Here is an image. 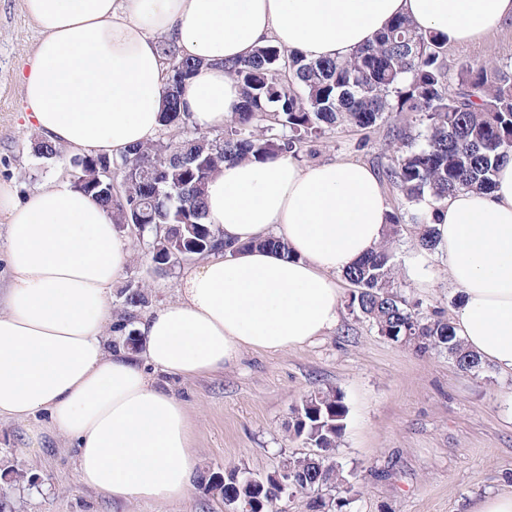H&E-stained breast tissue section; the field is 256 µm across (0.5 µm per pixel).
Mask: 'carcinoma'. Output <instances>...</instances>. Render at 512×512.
Masks as SVG:
<instances>
[{"mask_svg":"<svg viewBox=\"0 0 512 512\" xmlns=\"http://www.w3.org/2000/svg\"><path fill=\"white\" fill-rule=\"evenodd\" d=\"M446 45L437 33L405 18L394 19L344 60L309 59L298 50L262 45L248 58L224 64L239 85L240 97L222 136L212 138L192 127L181 97H166L161 130L177 132L178 139L138 145L112 160L123 180L120 198H110L98 186L92 166L78 171V190L97 200L119 229L133 221L129 209L136 208L139 223L145 225L146 249H157L170 260L185 253L200 260L250 246L286 253V244L274 236L239 244L224 240L205 223L211 176L226 162L299 157L338 123L370 133L389 113L409 112L415 124L392 129L399 150L386 176L411 211L420 247L427 249V224L439 204L459 190L491 191L498 161L512 152V68L465 64L450 85L441 63ZM163 54L167 80L176 77L173 66L185 67L182 85L206 66L169 46ZM35 151L38 158L51 161L60 147L39 137ZM402 221V213L391 212L383 244L343 273L352 285L346 307L379 335L392 336L419 355L446 354L462 371L480 370L481 362L457 338L445 312L426 311L422 302L400 290L391 239ZM150 305L148 294L134 284L120 291L116 342L128 349L137 346L135 324ZM347 414L338 390L321 389L303 397L290 409L286 429L290 438L313 451L284 459L278 472L302 477L315 487L349 485L336 461ZM204 488L219 493L229 509L260 495L263 512H272L284 497L275 485L258 491L247 473L236 468L210 474Z\"/></svg>","mask_w":512,"mask_h":512,"instance_id":"obj_1","label":"carcinoma"}]
</instances>
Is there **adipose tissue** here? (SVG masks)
<instances>
[{
  "label": "adipose tissue",
  "instance_id": "1",
  "mask_svg": "<svg viewBox=\"0 0 512 512\" xmlns=\"http://www.w3.org/2000/svg\"><path fill=\"white\" fill-rule=\"evenodd\" d=\"M41 40L24 76L26 119L60 147L121 156L159 130L166 79L161 40L205 66L184 87L192 123L223 127L239 96L225 62L272 43L312 59H346L394 18L472 39L512 21V0H24ZM492 193L441 204L433 253L458 290L452 324L482 364L512 376V155ZM0 287V419L49 418L69 439L80 481L112 498L165 504L192 488L197 458L187 409L161 375L185 378L333 330L336 277L382 242L391 214L376 172L292 156L225 163L206 189V221L242 251L189 271L176 302L114 344L112 290L132 252L91 197L49 184L16 202ZM276 236L287 253L252 247Z\"/></svg>",
  "mask_w": 512,
  "mask_h": 512
}]
</instances>
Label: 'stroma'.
Returning a JSON list of instances; mask_svg holds the SVG:
<instances>
[{
    "label": "stroma",
    "mask_w": 512,
    "mask_h": 512,
    "mask_svg": "<svg viewBox=\"0 0 512 512\" xmlns=\"http://www.w3.org/2000/svg\"><path fill=\"white\" fill-rule=\"evenodd\" d=\"M40 38L24 0H0V183L20 199L71 179V150L48 164L37 159L36 132L25 120L23 72ZM468 62L512 67V22L445 46L449 75ZM410 119L406 112L389 113L368 134L334 128L320 140L315 159L384 171L396 149L388 130ZM416 238L407 223L393 243L401 290L453 314L457 294L448 283V262L433 256L417 265ZM188 270L184 264L153 272L137 243L120 282L142 286L157 309L177 299ZM169 386L187 407L200 476L230 468L261 476L304 453L285 430L289 410L311 391L332 388L348 408L336 459L355 479L351 492L323 490L325 512H471L477 501L512 489V376L488 367L463 372L444 355L418 356L345 307L336 328L310 343L278 353L247 350L233 365L173 378ZM26 429V423L0 420V499L16 512H225L220 496L199 482L186 498L166 504L112 499L79 481L68 439L49 435L33 448L24 441ZM11 469L35 477L36 486L13 482Z\"/></svg>",
    "instance_id": "1"
}]
</instances>
